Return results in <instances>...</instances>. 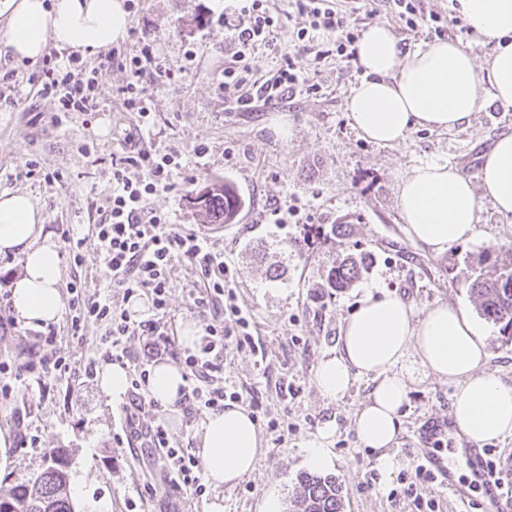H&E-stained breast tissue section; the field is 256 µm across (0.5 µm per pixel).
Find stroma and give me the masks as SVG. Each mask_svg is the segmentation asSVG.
Instances as JSON below:
<instances>
[{"instance_id":"35a3bbf8","label":"stroma","mask_w":512,"mask_h":512,"mask_svg":"<svg viewBox=\"0 0 512 512\" xmlns=\"http://www.w3.org/2000/svg\"><path fill=\"white\" fill-rule=\"evenodd\" d=\"M224 5L225 0H142L116 45L133 55L141 38L153 39L163 64L184 69L176 81L152 66L144 72L154 114L144 145L177 155L181 164L172 188L150 196L146 207L194 229L223 254L236 302L249 315L250 341L225 352L222 375L256 422L262 455L235 486L207 490L198 512H210L217 499L223 512H264L273 497L281 512H292L297 478L308 470L305 443L327 420L338 423L328 473L341 486L342 512H418L406 489L415 484L423 448L453 469L471 499L469 512H479L482 492L472 486L467 462L457 454L467 442L449 417L453 384L415 371L403 408L398 450L403 463L386 483L376 451L362 447L353 425L370 383L355 380L346 396L331 401L319 392L315 373L336 351L340 330L360 298L372 292L399 296L420 312L439 303L464 308L486 335V371L512 383V341L479 315L467 290L482 252L512 244V216L483 203L474 236L437 255L411 240L397 205L400 183L421 163L445 161L476 177L482 154L501 134L512 132V106L490 103L457 129L421 128L393 146L369 142L353 129L346 108L362 75L356 60L334 54L316 59L296 37L308 18L292 0H267L279 19L277 48L260 50L252 59L255 79H266L288 55L308 74L312 88L291 99L257 103L250 112L236 111L221 87L232 52L218 22ZM357 23L362 30L385 24L406 47L436 37L433 27L408 29L385 9L359 13ZM190 49L191 61L185 58ZM102 67L96 114L73 113L59 127L52 121L56 102L33 93L37 63L0 57V193L33 197L46 216V230L57 239L68 226H78L85 236L100 222V208L112 192V154L138 122L124 105L126 71L117 63ZM86 142L94 143V154L80 152ZM197 146L205 147L204 159H196ZM31 159L60 174V182L26 177ZM210 180L232 183L242 197L235 223H203L189 204V191ZM291 209L299 210L302 223H278L276 211ZM343 221L347 234L333 235L332 225ZM349 254L369 255L366 271L351 288H327L329 271ZM82 255L77 266L61 252L63 282L80 279L89 291L106 292L114 307L132 308L124 289L109 287L96 245L87 243ZM21 271L19 257L0 254V358L15 362L26 361L32 349V327L17 322L6 300ZM172 281L164 319L181 350L184 323L200 320L189 299L198 278L180 264ZM54 328L55 350L67 359L68 370L49 374L43 393L19 390L0 400V429L14 442L8 465L0 470V495L33 482L59 453L79 487L71 495L74 512H90L93 502L106 503L107 512H182L181 494L157 484V450L130 452L123 441V401L105 396L96 376L86 373L89 365L106 362L96 344L99 328L87 329L80 339L69 336L66 320ZM205 416L202 409L185 414L177 404L146 405L139 413L142 425L165 420L172 440L193 446Z\"/></svg>"}]
</instances>
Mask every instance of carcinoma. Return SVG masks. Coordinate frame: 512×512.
<instances>
[{
	"label": "carcinoma",
	"instance_id": "obj_1",
	"mask_svg": "<svg viewBox=\"0 0 512 512\" xmlns=\"http://www.w3.org/2000/svg\"><path fill=\"white\" fill-rule=\"evenodd\" d=\"M206 224H230L242 206V200L229 183L206 184L190 192ZM480 265L484 270L468 284L479 313L499 326L501 335L512 340V247H492L483 252ZM364 270L363 258H346L332 268L327 287L341 290L350 287ZM66 463L58 458L34 481L32 486H15L0 497V507L8 512H73L68 495ZM297 512H341L339 484L333 476L305 472L299 475L296 490Z\"/></svg>",
	"mask_w": 512,
	"mask_h": 512
}]
</instances>
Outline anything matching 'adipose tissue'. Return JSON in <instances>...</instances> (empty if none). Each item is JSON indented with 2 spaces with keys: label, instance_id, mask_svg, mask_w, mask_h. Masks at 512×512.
Here are the masks:
<instances>
[{
  "label": "adipose tissue",
  "instance_id": "1",
  "mask_svg": "<svg viewBox=\"0 0 512 512\" xmlns=\"http://www.w3.org/2000/svg\"><path fill=\"white\" fill-rule=\"evenodd\" d=\"M471 32L494 46L477 66L459 40H436L402 48L388 26L370 25L356 44L362 78L352 87L348 109L353 127L380 145L404 140L414 129L452 130L468 122L487 100L512 105V0H458ZM6 15L0 51L35 61L48 40L80 53H95L123 40L125 0H0ZM512 214V133L485 154L477 178L448 163L415 166L401 183L398 207L414 242L440 254L470 239L483 202ZM45 216L22 192L0 193V254L23 261L11 287L17 320L32 327L58 322L64 310L61 258ZM483 335L465 311L445 303L416 314L391 294L367 293L347 318L335 355L316 371L320 393L342 398L353 382L373 387L357 412L354 429L364 447L377 450L384 475L399 464L400 410L414 368L455 383L449 416L461 437L484 444L512 435V384L486 372ZM198 453L214 487L233 486L258 465L261 439L249 412L239 406L207 416Z\"/></svg>",
  "mask_w": 512,
  "mask_h": 512
}]
</instances>
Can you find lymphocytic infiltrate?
Listing matches in <instances>:
<instances>
[{
	"instance_id": "f902f5d3",
	"label": "lymphocytic infiltrate",
	"mask_w": 512,
	"mask_h": 512,
	"mask_svg": "<svg viewBox=\"0 0 512 512\" xmlns=\"http://www.w3.org/2000/svg\"><path fill=\"white\" fill-rule=\"evenodd\" d=\"M263 2L236 0L233 7L225 9L222 17L224 29L230 32L234 46L232 62L224 69L223 88L234 91L233 104L241 112L252 111L254 103L253 98L239 92L253 76L249 57L258 47L271 49L275 46L273 33L277 22ZM296 5L309 19L308 27L297 33L299 41H309L311 33L319 32L331 37L337 55H353L354 45L360 37L353 9L335 6L333 0H296ZM154 62V44L149 39L142 40L138 54L123 58V67L129 77L124 89L126 105L137 112L146 128L152 125V112L141 78L146 67ZM99 72V67H87L55 50L43 57L38 93L56 101L54 124H63L73 112L95 111L93 92ZM130 165L142 168V178L133 180L127 176L126 168ZM177 166L174 155L147 149L116 157L112 164V197L104 217L94 227L101 262L113 287L124 289L130 295L145 292L151 300L155 318L132 319L129 311L113 308L107 298L89 292L85 282L75 280L68 285L70 331L79 336L88 326L105 325L103 343L106 353L118 362L125 357L121 346L123 337L137 330L153 338L147 347L148 366L171 356L172 339L158 316L168 307L175 260L187 262L203 282L202 288L192 293L191 299L202 318L204 336L199 348L186 349L172 356L182 366L189 382L183 393L184 401L193 407L220 412L226 400H237L239 394L228 391L226 386L211 384L210 377L223 360L225 351L234 346L242 347L249 319L237 304L234 293L227 290L223 254L211 251L207 239L195 231L170 223L166 214L145 208L151 195L169 187ZM56 341L55 331L36 334L34 350L28 361L1 360L0 395L10 396L14 388L40 381L47 368L60 372L67 370L64 357L51 358L44 353L45 347ZM148 366L140 370L138 379L133 380V389H141L143 380L149 375ZM126 427L130 438L160 450L158 466L162 483L175 490H184L193 500L202 499L205 493L203 468L191 449L175 445L163 423L142 428L130 415L126 418Z\"/></svg>"
}]
</instances>
